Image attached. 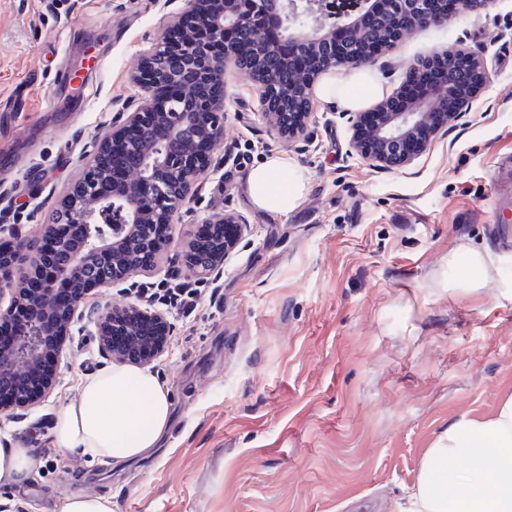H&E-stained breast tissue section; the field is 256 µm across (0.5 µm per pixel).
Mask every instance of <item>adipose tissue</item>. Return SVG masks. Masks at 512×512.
<instances>
[{
	"label": "adipose tissue",
	"instance_id": "ef3b65f1",
	"mask_svg": "<svg viewBox=\"0 0 512 512\" xmlns=\"http://www.w3.org/2000/svg\"><path fill=\"white\" fill-rule=\"evenodd\" d=\"M382 94L380 79L365 70L328 75L318 89L321 102L351 111ZM308 181V171L292 158L272 154L249 170L246 187L258 209L285 215L301 204ZM171 421L168 391L153 373L113 365L82 380L50 439L64 452L124 464L157 448ZM36 463L32 449L0 442V482L21 484ZM397 512H512V399L494 417H463L444 429Z\"/></svg>",
	"mask_w": 512,
	"mask_h": 512
}]
</instances>
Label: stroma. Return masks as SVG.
I'll return each instance as SVG.
<instances>
[{"label": "stroma", "instance_id": "1", "mask_svg": "<svg viewBox=\"0 0 512 512\" xmlns=\"http://www.w3.org/2000/svg\"><path fill=\"white\" fill-rule=\"evenodd\" d=\"M184 0H0V238L35 234L103 129L138 94L140 52L177 23ZM464 45L483 58L484 91L410 166L380 171L352 147L349 113L314 102L305 137L256 113L248 72L230 75L224 137L175 246L227 210L250 231L195 309H168L169 344L150 368L170 392L159 448L115 467L50 449L0 504L59 512L87 492L112 512H394L439 431L494 417L512 399V0L409 33L367 69L385 91L417 56ZM281 153L306 168L300 206L254 208L247 172ZM495 257L479 292L463 291L466 253ZM190 274L176 254L153 277L101 289L71 326L52 395L0 422V439H46L81 381L111 365L95 337L99 308L164 294Z\"/></svg>", "mask_w": 512, "mask_h": 512}]
</instances>
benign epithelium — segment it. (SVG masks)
I'll return each instance as SVG.
<instances>
[{
    "mask_svg": "<svg viewBox=\"0 0 512 512\" xmlns=\"http://www.w3.org/2000/svg\"><path fill=\"white\" fill-rule=\"evenodd\" d=\"M327 0H187L183 17H190L192 40L175 50L168 29L144 50L131 81L140 89L135 108L122 105L124 119L112 125L86 157L83 177L59 201L69 212L64 233L58 225H43L39 235L18 238L7 255L0 254V325L12 321L20 304H27L31 318L19 325L15 346L0 348V416L18 407L44 401L54 376L44 371L48 356L60 358L75 312L89 293L126 282L131 269L145 275L173 245L158 236L157 228L174 223L179 208L193 200L206 170L211 148L224 134V76L239 67L238 56L213 53L211 43L228 31L239 33L250 46L256 67L252 79L259 88L262 119L280 133L301 134L311 117L312 83L321 74L339 68L363 67L370 62L367 46L378 41L393 48L402 35L414 29L438 26L448 13L437 9L438 0H352L356 15H343L339 24L346 43L336 48V38L323 33L325 20L336 13L323 12ZM277 19L285 40L308 57L313 73L295 79L300 70L279 55V45L257 35L255 23L264 16ZM440 63L437 83L429 96L404 109H395L396 90L374 106L350 118L356 155L376 169L408 166L428 148L440 128L454 114L471 106L487 82L485 62L463 48L436 50L414 62L405 81L412 82L429 66ZM195 83L190 97L169 98L165 86ZM110 221L107 233L102 224ZM219 233L225 224L236 226V235L221 241L228 252L248 229L247 219L232 212L206 220ZM54 238L58 251L67 255L54 275L35 293L27 282L41 274L43 240ZM203 247L197 238L183 251L186 268L197 276L209 273L200 265ZM112 261V280L104 283L92 271L103 259ZM169 324L158 310L135 305L106 306L94 321L93 335L119 363L146 365L165 351Z\"/></svg>",
    "mask_w": 512,
    "mask_h": 512,
    "instance_id": "benign-epithelium-1",
    "label": "benign epithelium"
}]
</instances>
